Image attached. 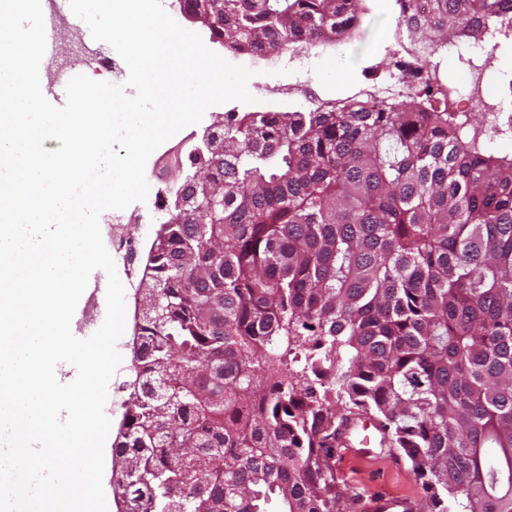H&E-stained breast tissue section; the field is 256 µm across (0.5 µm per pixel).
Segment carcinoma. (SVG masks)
<instances>
[{
	"label": "carcinoma",
	"instance_id": "1",
	"mask_svg": "<svg viewBox=\"0 0 512 512\" xmlns=\"http://www.w3.org/2000/svg\"><path fill=\"white\" fill-rule=\"evenodd\" d=\"M361 0H224L225 47L344 32ZM436 49L512 0H426ZM193 152L212 196L166 209L139 279L134 379L113 456L129 512H351L332 461L350 421L406 459L419 512H512V123L374 107L224 113Z\"/></svg>",
	"mask_w": 512,
	"mask_h": 512
}]
</instances>
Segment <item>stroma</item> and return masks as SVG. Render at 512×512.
<instances>
[{
    "label": "stroma",
    "mask_w": 512,
    "mask_h": 512,
    "mask_svg": "<svg viewBox=\"0 0 512 512\" xmlns=\"http://www.w3.org/2000/svg\"><path fill=\"white\" fill-rule=\"evenodd\" d=\"M399 7L395 0H364L357 27L342 45L317 47L310 50L304 68L315 91L325 99H338L351 95L353 88L366 81L380 60L390 57L395 50L391 32L396 23ZM491 57V66L485 73L486 95L489 104L501 105L512 113V47H493L485 43ZM211 49L234 65L248 67L255 72L257 83H287L294 73L288 66L287 54L270 58H257L249 54L232 52L223 44L212 43ZM131 332H124L117 343L121 364L108 385L106 413L112 429H119L124 404L129 396L128 384L132 379L130 342ZM341 474L339 487L351 499L373 491L391 496H402L420 501L422 490L409 463L396 459L395 463H377L366 466L349 456H336Z\"/></svg>",
    "instance_id": "35a3bbf8"
}]
</instances>
